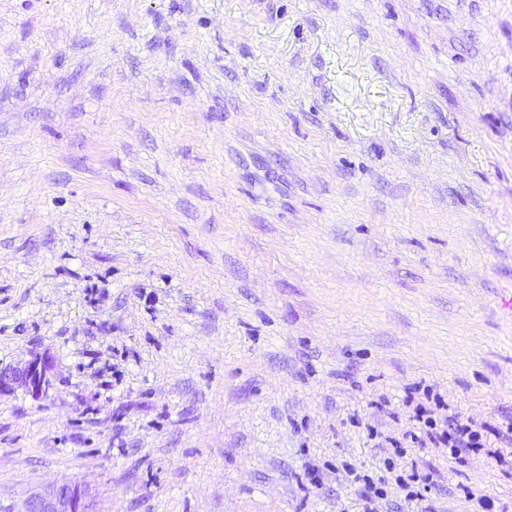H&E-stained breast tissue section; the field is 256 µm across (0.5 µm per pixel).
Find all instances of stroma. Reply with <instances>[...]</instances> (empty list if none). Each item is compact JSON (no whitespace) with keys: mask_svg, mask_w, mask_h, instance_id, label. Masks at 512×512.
<instances>
[{"mask_svg":"<svg viewBox=\"0 0 512 512\" xmlns=\"http://www.w3.org/2000/svg\"><path fill=\"white\" fill-rule=\"evenodd\" d=\"M512 0H0V504L512 512ZM52 363V358L46 354L35 357L23 366L0 368V394L21 387L33 395H42L49 388L48 376ZM424 395L434 403V408L431 410H419L415 413L416 421L422 423L424 435L428 441L434 445H443V448L448 447V457L457 460L462 457V454L478 453L484 449L485 443L482 442V433L473 429L479 428L486 431L499 439L501 430L491 424L484 423L477 426V424L470 418H464L459 414L448 416V405L445 404L439 394H434L429 387L424 388ZM445 410L447 414L441 415L437 418V412ZM441 423L445 428H439ZM395 482L404 489L414 488L416 490H408L406 497L413 498L417 501H423L425 495L431 490L434 484L433 474L431 471L420 469L417 466H412L408 474L396 475ZM8 512H92L88 487L77 483L48 484L35 489Z\"/></svg>","mask_w":512,"mask_h":512,"instance_id":"1","label":"stroma"}]
</instances>
